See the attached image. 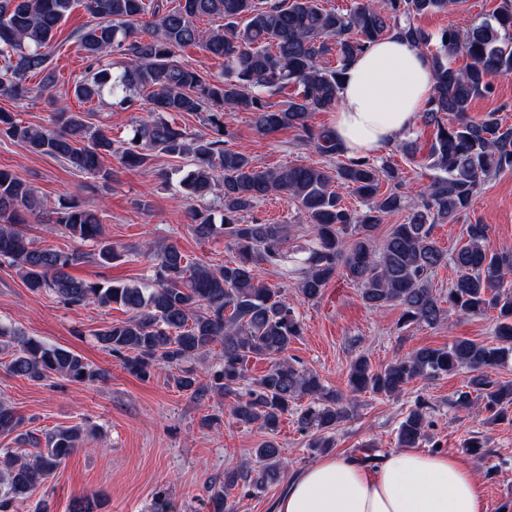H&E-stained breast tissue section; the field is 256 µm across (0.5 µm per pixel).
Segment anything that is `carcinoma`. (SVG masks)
I'll return each instance as SVG.
<instances>
[{
    "instance_id": "obj_1",
    "label": "carcinoma",
    "mask_w": 512,
    "mask_h": 512,
    "mask_svg": "<svg viewBox=\"0 0 512 512\" xmlns=\"http://www.w3.org/2000/svg\"><path fill=\"white\" fill-rule=\"evenodd\" d=\"M78 0H0V95L13 99L33 92L29 79L41 76L44 89L55 83L50 69L53 40L61 22ZM92 18L77 35L88 61V74L75 85L76 97L87 102L112 98L117 111L128 109L139 96L149 101L147 118L134 129L126 146L117 147L107 132L90 126L87 113L55 105L50 125L32 126L13 112L0 110V139L32 153L64 162L92 178L81 190L96 192L110 178L105 156L117 155L129 168L147 167L163 154L188 159L181 180L186 199L195 201L222 187L223 223L207 210H191L190 230L205 241L221 234L237 257L214 267L193 262L171 242L150 248L153 275L125 283L90 282L68 268L84 258L77 251L42 247L23 230L27 217L74 242H91L102 266L123 260L127 253L104 237L98 211L76 200L48 210L31 186L0 168V261L16 269L26 287L48 292L65 307L118 305L129 314L95 333L101 347L132 374L146 378L166 368L176 387L202 401L210 394L229 400L227 409L240 424L273 435L282 417L300 402L297 423L316 431L311 448L334 447L330 436L347 413L343 395L327 389L320 377L288 361L285 353L302 336V323L285 291L262 281L255 265L274 264L288 241L286 224L248 222L257 204L279 194L292 201L297 219L310 225L313 239L301 259L297 288L303 299L317 301L328 283L343 275L359 289L372 309L398 306L400 325L435 326L450 311L463 316L496 313L495 342L481 344L455 339L441 348H420L375 367L369 356L355 357L348 369L352 395L394 396L409 383L469 370L465 389L452 403L468 407L484 402L496 422L512 416V384L492 377L512 356V254L490 248L489 226L466 225V242L448 254L434 238L437 224H455L466 213L489 178L512 170V124L495 112L472 120V100L493 92L492 80L512 75V0H500L492 19L475 24L465 35L445 29L437 45L416 19L448 10L459 0H356L346 10L323 0H83ZM224 18V30L200 39L196 21ZM396 36L426 50L435 86L420 112L433 129L426 168L434 172L421 203L403 223L383 237L377 229L385 217L405 209L402 171L386 159H348L329 127L308 124L315 112H332L348 61L371 44ZM203 43V49L224 60V76L214 80L177 59L178 51ZM118 54L126 62L112 72L104 57ZM464 56L455 67L449 58ZM335 64H330V57ZM295 85L278 107L265 95ZM250 112L259 135L294 129L304 141L336 159V168L278 165L257 170L252 157L224 146V124L232 112ZM208 113L210 138H192L163 118L166 113ZM387 183L390 189L381 190ZM349 190L362 207L348 209L339 189ZM450 266L455 276L444 298L433 292L432 276ZM448 308H443L442 303ZM220 347V363L202 379L184 367L190 358ZM8 372L30 381L65 377L92 382L102 373L66 348L47 344L0 324V353ZM267 359L268 369L241 391L247 364ZM426 414L416 405L401 422L397 446L416 448L426 438ZM24 419L0 403V436L41 446L38 435L19 432ZM82 424L60 426L45 434L46 448L31 458L12 448L0 449V512H15L17 502L35 492L60 465L87 441ZM284 472L282 448L273 440L254 449V466L224 471V481L210 490L213 512H234L229 504L235 489L258 490Z\"/></svg>"
}]
</instances>
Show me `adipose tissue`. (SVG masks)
Here are the masks:
<instances>
[{
	"label": "adipose tissue",
	"mask_w": 512,
	"mask_h": 512,
	"mask_svg": "<svg viewBox=\"0 0 512 512\" xmlns=\"http://www.w3.org/2000/svg\"><path fill=\"white\" fill-rule=\"evenodd\" d=\"M433 93L424 51L395 38L354 56L330 128L346 156L373 157L408 134ZM276 512H484L476 479L454 453H388L375 469L329 456L295 474Z\"/></svg>",
	"instance_id": "adipose-tissue-1"
}]
</instances>
